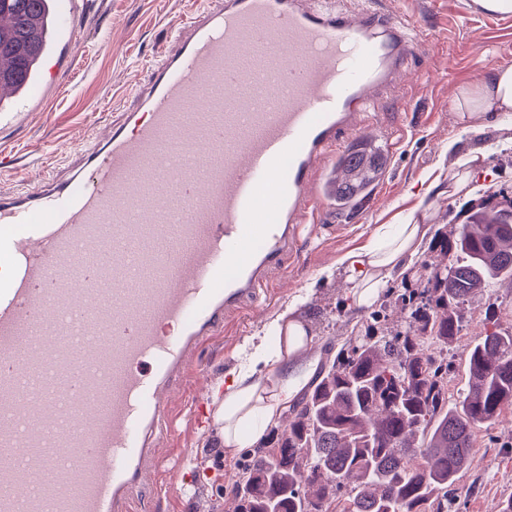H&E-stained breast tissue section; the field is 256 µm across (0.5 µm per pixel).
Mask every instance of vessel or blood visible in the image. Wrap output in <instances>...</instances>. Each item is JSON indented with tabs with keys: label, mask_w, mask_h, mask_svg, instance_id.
<instances>
[{
	"label": "vessel or blood",
	"mask_w": 512,
	"mask_h": 512,
	"mask_svg": "<svg viewBox=\"0 0 512 512\" xmlns=\"http://www.w3.org/2000/svg\"><path fill=\"white\" fill-rule=\"evenodd\" d=\"M378 0H204L103 138L0 194V512H144L203 348L363 180L416 53Z\"/></svg>",
	"instance_id": "vessel-or-blood-1"
}]
</instances>
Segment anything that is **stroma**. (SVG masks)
<instances>
[{
  "instance_id": "1",
  "label": "stroma",
  "mask_w": 512,
  "mask_h": 512,
  "mask_svg": "<svg viewBox=\"0 0 512 512\" xmlns=\"http://www.w3.org/2000/svg\"><path fill=\"white\" fill-rule=\"evenodd\" d=\"M191 0H85L71 24L80 49L60 47L46 59L35 93L16 100L12 111L0 112V155L9 157L13 172H0V192L20 189L21 179L39 181L48 167L64 164L79 137L106 132L117 112L116 93L136 83L143 66L154 59L168 26L183 18ZM401 17H415L432 49L426 58L408 63L409 78L379 102L378 129L392 149L385 183L351 210L328 205L317 227L304 230L302 257L288 270V282L263 310L250 312L218 336L204 355L209 373L204 383L188 380L177 403L176 436L165 447L168 462L182 470L180 484H167L152 512H232L235 481L242 455L219 457L212 408L204 412L190 403L200 386L222 381L236 362L244 337L259 331L292 298L309 292L301 311L312 352H338L351 335L362 334L375 319L372 310L345 306L338 279L322 271L341 255L359 249L379 224H429L435 234L459 232L467 209L490 196L512 197V124L487 116L481 130L467 129L451 101L458 88L489 70L512 64V14L490 13L475 0H385ZM484 153V166L469 189L450 193L448 173L459 155ZM442 257L426 247L407 276L394 279L388 325L404 316L396 298L426 284ZM494 309L502 325L512 326V288L493 283L465 305L464 319L449 343L448 391L467 381L468 351ZM474 454L452 492L450 512H498L512 496V408L498 422L475 433Z\"/></svg>"
}]
</instances>
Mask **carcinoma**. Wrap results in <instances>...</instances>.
<instances>
[{"mask_svg":"<svg viewBox=\"0 0 512 512\" xmlns=\"http://www.w3.org/2000/svg\"><path fill=\"white\" fill-rule=\"evenodd\" d=\"M48 0H0V84L39 73L51 45ZM440 252L427 288L401 295L407 325L351 336L293 405L288 429L247 455L236 512H448L475 430L512 405V327L486 315L467 383L448 402L439 348L462 327L460 305L494 282L512 285V198L470 209Z\"/></svg>","mask_w":512,"mask_h":512,"instance_id":"obj_1","label":"carcinoma"}]
</instances>
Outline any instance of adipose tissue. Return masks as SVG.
Listing matches in <instances>:
<instances>
[{
    "label": "adipose tissue",
    "mask_w": 512,
    "mask_h": 512,
    "mask_svg": "<svg viewBox=\"0 0 512 512\" xmlns=\"http://www.w3.org/2000/svg\"><path fill=\"white\" fill-rule=\"evenodd\" d=\"M454 109L471 125L489 112H512V65L496 67L480 81L460 87ZM429 232L426 224L381 225L366 246L341 257L336 273L345 283L348 306L376 304L389 280L405 274L418 257ZM308 342L306 326L291 308L272 320L265 333L244 340L241 364L228 370L223 386L210 394L225 455L256 446L296 402L320 365L308 356Z\"/></svg>",
    "instance_id": "obj_1"
}]
</instances>
